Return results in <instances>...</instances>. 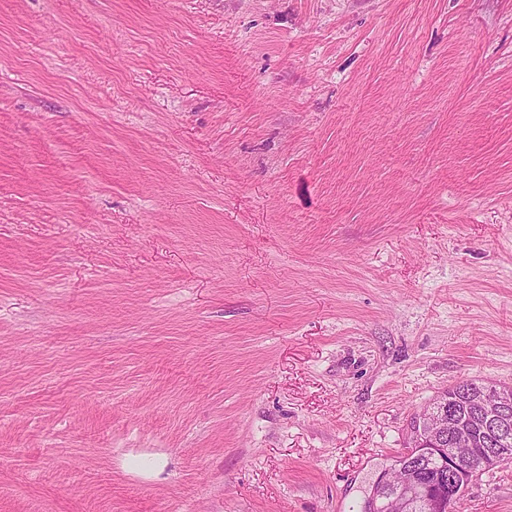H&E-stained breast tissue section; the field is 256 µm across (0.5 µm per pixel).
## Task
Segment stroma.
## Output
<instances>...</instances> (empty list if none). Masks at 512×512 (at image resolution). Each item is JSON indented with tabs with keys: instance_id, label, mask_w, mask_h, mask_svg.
<instances>
[{
	"instance_id": "obj_1",
	"label": "stroma",
	"mask_w": 512,
	"mask_h": 512,
	"mask_svg": "<svg viewBox=\"0 0 512 512\" xmlns=\"http://www.w3.org/2000/svg\"><path fill=\"white\" fill-rule=\"evenodd\" d=\"M464 380L512 0H0V512H362Z\"/></svg>"
}]
</instances>
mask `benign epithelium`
<instances>
[{"label": "benign epithelium", "instance_id": "obj_1", "mask_svg": "<svg viewBox=\"0 0 512 512\" xmlns=\"http://www.w3.org/2000/svg\"><path fill=\"white\" fill-rule=\"evenodd\" d=\"M478 405L493 437H506L512 433V391L497 390L488 396L483 394L478 400ZM420 422L425 436L413 434L409 447L413 448L414 452H407L396 460L380 479V485L374 486L368 499L371 512H391L393 508L398 509V512H409L406 498L395 496L387 500L379 495V486L398 484L402 487H414L417 482L416 473L419 470L418 458L428 445L443 449L447 455V459L442 461L440 466L443 474L448 476L446 512H453L455 504L463 497L466 489L464 482L472 470L473 456L461 453L459 447L470 444L469 438L461 432L446 405L435 409L432 415L420 417Z\"/></svg>", "mask_w": 512, "mask_h": 512}]
</instances>
